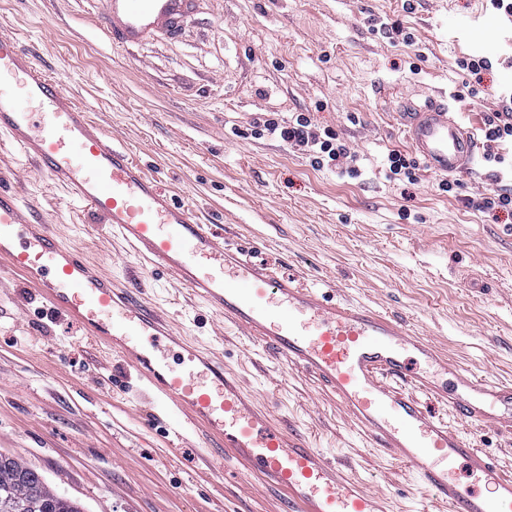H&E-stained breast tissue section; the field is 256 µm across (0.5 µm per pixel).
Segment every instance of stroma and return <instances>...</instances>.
I'll use <instances>...</instances> for the list:
<instances>
[{
  "mask_svg": "<svg viewBox=\"0 0 512 512\" xmlns=\"http://www.w3.org/2000/svg\"><path fill=\"white\" fill-rule=\"evenodd\" d=\"M501 17L490 0H199L177 36L126 49L104 29L101 0H0V31L71 85L163 190L222 225L225 240L394 316L466 371L512 383V216L465 204L512 179L481 160L447 193L426 168L411 184L387 179L384 166L389 151H409L394 119L403 99L445 95L474 130L512 107ZM376 19L411 41L374 31ZM469 57L492 66L459 69ZM300 113L338 134L357 176L314 169L279 137L251 133L257 119ZM0 169L18 173L13 186L35 219L218 348L276 418L383 490L390 512H442L405 464L366 447L319 381L226 328L189 289L145 272L3 138ZM19 286L0 270V453L83 512H279V492L255 474L205 461L203 434L171 447L141 410L137 384L101 389L114 364L91 362L77 324L36 306L18 317Z\"/></svg>",
  "mask_w": 512,
  "mask_h": 512,
  "instance_id": "stroma-1",
  "label": "stroma"
}]
</instances>
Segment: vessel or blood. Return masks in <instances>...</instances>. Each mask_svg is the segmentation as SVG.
Here are the masks:
<instances>
[{
    "label": "vessel or blood",
    "instance_id": "vessel-or-blood-1",
    "mask_svg": "<svg viewBox=\"0 0 512 512\" xmlns=\"http://www.w3.org/2000/svg\"><path fill=\"white\" fill-rule=\"evenodd\" d=\"M194 3L102 0L101 17L113 41L130 47L176 34ZM398 117L428 169L445 175L473 169L479 144L447 101L409 99ZM0 135L151 272L193 290L287 367L319 379L356 426L418 475L447 512H512V477L416 398L422 392L445 401L474 428L512 433L511 383L465 373L395 318L338 299L335 289L277 276L269 261L224 243L191 206L158 188L63 80L2 33ZM0 263L24 276L46 317L78 321L105 357L132 369L145 404L171 403L164 420L171 446L204 428L215 441L210 458L239 462L280 489L285 512H387L383 494L275 424L212 354L189 345L132 291L65 248L3 186ZM174 357L179 366L171 365Z\"/></svg>",
    "mask_w": 512,
    "mask_h": 512
}]
</instances>
